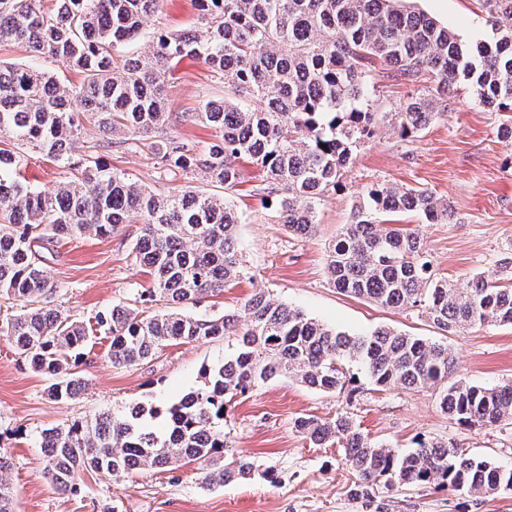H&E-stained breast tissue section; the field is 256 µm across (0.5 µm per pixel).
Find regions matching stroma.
Returning a JSON list of instances; mask_svg holds the SVG:
<instances>
[{
  "mask_svg": "<svg viewBox=\"0 0 512 512\" xmlns=\"http://www.w3.org/2000/svg\"><path fill=\"white\" fill-rule=\"evenodd\" d=\"M405 8L433 17L465 38H480L491 27L480 0H403ZM198 24L193 0H164L152 15L140 42L120 47V54L139 50L141 41ZM0 61L24 63L58 74L63 85H80L83 74L47 58L32 56L25 45L0 41ZM224 84L202 61L187 58L176 67L166 87L167 131L177 140L203 146L217 132L194 121L192 113L223 94ZM500 113L474 104L467 88L455 90L448 106L425 130L407 139L389 128L366 144L342 187L329 192L317 207L315 232L292 234L280 224L276 210L262 193L263 174L240 161L241 177L229 198L241 221L243 272L223 292L189 306V313L218 317L239 310L255 292L301 310L307 316L350 333L388 326L427 341H446L454 356V378L487 386L512 382V327L483 325L444 335L425 316L390 310L339 292L328 278L327 259L354 203L375 183L428 190L450 201V224H425L414 213L398 215L401 229L419 228L435 277L465 287L473 275L504 277L512 260V146L501 143ZM93 124H85L82 146H95V158L164 194L187 186L212 191L203 180L187 181L151 159L145 141L101 148ZM21 175L34 188L50 191L77 170L28 155ZM140 221L121 225L108 237L64 238L45 263L57 283V307L67 315L93 322L94 333L78 354L72 370L85 387L69 402L49 399L47 380L34 373L13 343L0 336V448L10 457L5 474L14 491L16 512H512V491L485 496L454 493L434 484L410 487L375 486L356 494V476L335 443L314 444L294 427L297 417L321 420L349 413L370 439L405 453L419 440L457 444L465 452L512 467V425L463 427L441 409L432 389L375 387L354 369V392L327 393L279 379L233 397L224 412V434L233 451L247 455L260 469H271L274 481L257 477L206 489L200 464L142 469L115 481L86 471L74 491L56 490L44 473L39 447L43 430L81 421L95 414L127 410L133 405L166 411L186 393L204 387L208 371L237 346L233 336L164 347L137 366L116 367L108 358L111 338L96 326L113 307H133L152 314L147 298L153 286L148 270L136 258Z\"/></svg>",
  "mask_w": 512,
  "mask_h": 512,
  "instance_id": "obj_1",
  "label": "stroma"
}]
</instances>
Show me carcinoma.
<instances>
[{
	"label": "carcinoma",
	"mask_w": 512,
	"mask_h": 512,
	"mask_svg": "<svg viewBox=\"0 0 512 512\" xmlns=\"http://www.w3.org/2000/svg\"><path fill=\"white\" fill-rule=\"evenodd\" d=\"M160 2L55 0L56 8L44 13L37 0H0L1 40L87 75L70 89L48 71L0 61V138L82 172L78 183L38 191L18 177L24 155L0 148V298L17 305L0 319V336L50 381L51 398H76L81 380L64 351L81 348L89 333L54 306L57 284L42 269L45 253L64 237H107L135 218L143 224L136 250L154 281L148 298L165 309L151 315L112 309L105 321L112 365H139L174 343L238 337V349L212 369L208 386L166 410L162 432L145 424L141 406L43 431L45 474L56 489L71 490L86 467L117 480L190 463L204 467L208 485L257 475L272 483V471L260 472L250 457L228 452L226 399L280 378L340 391L352 363L377 386L437 389L441 409L461 425L512 421V382H448L456 362L441 343L391 328L348 334L262 292L236 313L186 314L184 305L224 290L242 273L239 217L229 197L190 189L160 195L77 154L86 120L106 144L116 137L147 140L158 164L200 174L226 191L239 182L237 160L245 158L263 173L267 195H276L280 222L294 234L311 235L317 202L340 185L376 134L368 77L377 64L396 82L414 84L426 75L436 84V91H419L399 106L391 130L422 131L448 107V94L465 85L476 103L503 113L498 134L512 144V0H481L491 33L474 42L425 13L393 6L395 0H194L204 34L160 35L115 59L119 46L140 39ZM186 57L203 60L225 88L224 97L192 115L220 131L201 149L166 132L167 75ZM402 212H417L428 224L453 219L450 204L432 192L372 185L329 248L334 287L389 309L415 310L446 333L512 325V285L475 276L459 289L434 278L421 235L389 227L391 216ZM294 426L315 444L332 440L343 448L361 493L380 481H438L468 495L512 490V467L452 444L421 442L399 453L369 440L345 413L325 422L299 417ZM9 467L0 448V512H14L3 481Z\"/></svg>",
	"instance_id": "carcinoma-1"
}]
</instances>
